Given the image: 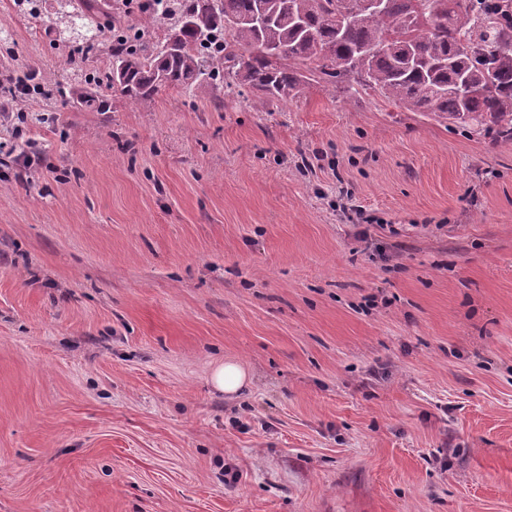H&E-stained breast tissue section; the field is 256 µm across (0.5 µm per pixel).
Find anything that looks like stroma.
<instances>
[{
  "label": "stroma",
  "instance_id": "35a3bbf8",
  "mask_svg": "<svg viewBox=\"0 0 512 512\" xmlns=\"http://www.w3.org/2000/svg\"><path fill=\"white\" fill-rule=\"evenodd\" d=\"M0 31V86L81 66ZM104 96L0 124V512H512V144L312 81ZM251 379L246 371L233 362L218 364L211 375L213 388L224 395L232 396L238 394L241 389L250 384Z\"/></svg>",
  "mask_w": 512,
  "mask_h": 512
}]
</instances>
